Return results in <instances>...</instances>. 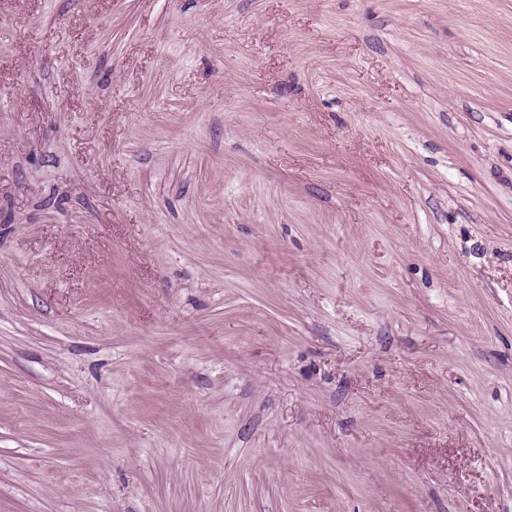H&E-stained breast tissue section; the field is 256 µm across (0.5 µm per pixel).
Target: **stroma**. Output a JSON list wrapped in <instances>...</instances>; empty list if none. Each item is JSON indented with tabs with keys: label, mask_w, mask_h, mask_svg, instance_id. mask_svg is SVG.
Listing matches in <instances>:
<instances>
[{
	"label": "stroma",
	"mask_w": 512,
	"mask_h": 512,
	"mask_svg": "<svg viewBox=\"0 0 512 512\" xmlns=\"http://www.w3.org/2000/svg\"><path fill=\"white\" fill-rule=\"evenodd\" d=\"M0 512H512V0H0Z\"/></svg>",
	"instance_id": "1"
}]
</instances>
